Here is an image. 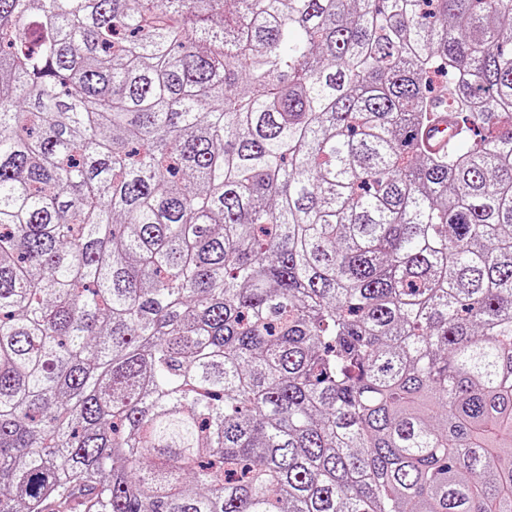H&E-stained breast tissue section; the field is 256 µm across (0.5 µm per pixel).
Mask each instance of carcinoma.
<instances>
[{
  "label": "carcinoma",
  "instance_id": "obj_1",
  "mask_svg": "<svg viewBox=\"0 0 512 512\" xmlns=\"http://www.w3.org/2000/svg\"><path fill=\"white\" fill-rule=\"evenodd\" d=\"M75 500L512 512V0H0V512Z\"/></svg>",
  "mask_w": 512,
  "mask_h": 512
}]
</instances>
